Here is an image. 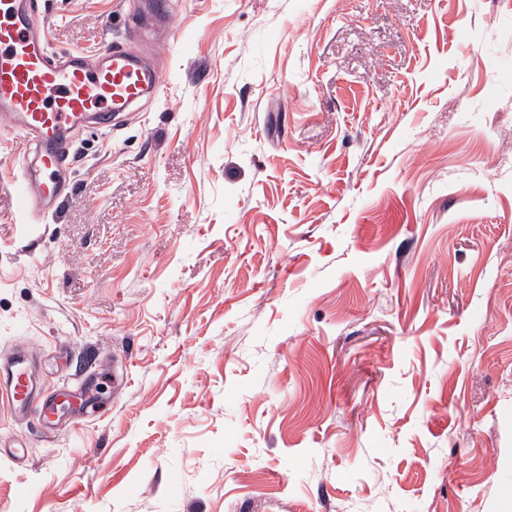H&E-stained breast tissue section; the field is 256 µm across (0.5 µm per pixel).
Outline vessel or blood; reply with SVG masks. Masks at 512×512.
<instances>
[{"label": "vessel or blood", "mask_w": 512, "mask_h": 512, "mask_svg": "<svg viewBox=\"0 0 512 512\" xmlns=\"http://www.w3.org/2000/svg\"><path fill=\"white\" fill-rule=\"evenodd\" d=\"M43 8L42 0H0V116L11 120L32 156L11 185L17 210L30 215L42 214L72 189L70 134L87 114L106 127L117 113L158 91L160 73L146 63L144 46L169 25L159 5L129 13L123 38L109 42L91 64L84 54L52 51L46 28L36 24ZM73 401L84 414L104 412L76 391L45 392L26 348H16L0 364V405L11 420L33 415L43 428L53 429L62 405Z\"/></svg>", "instance_id": "1"}]
</instances>
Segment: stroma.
Returning <instances> with one entry per match:
<instances>
[{
	"label": "stroma",
	"mask_w": 512,
	"mask_h": 512,
	"mask_svg": "<svg viewBox=\"0 0 512 512\" xmlns=\"http://www.w3.org/2000/svg\"><path fill=\"white\" fill-rule=\"evenodd\" d=\"M145 2L42 20L90 56ZM168 3L55 211L0 122V353L109 405L0 422V512H512V0Z\"/></svg>",
	"instance_id": "stroma-1"
}]
</instances>
